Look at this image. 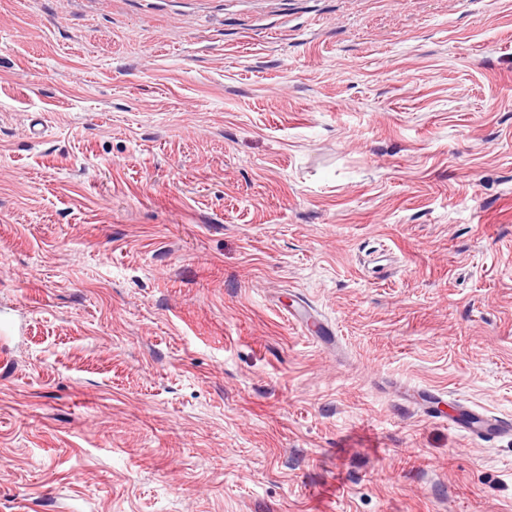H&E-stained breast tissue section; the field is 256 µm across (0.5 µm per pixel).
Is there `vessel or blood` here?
Segmentation results:
<instances>
[{
  "label": "vessel or blood",
  "instance_id": "b4317fda",
  "mask_svg": "<svg viewBox=\"0 0 512 512\" xmlns=\"http://www.w3.org/2000/svg\"><path fill=\"white\" fill-rule=\"evenodd\" d=\"M289 319L300 320L310 339L322 345L331 344L333 338L328 325L308 318L305 311L297 309L289 312ZM403 399L417 411L436 419H444L449 427L458 430L469 438L489 442L498 438L512 437V418L495 414L470 401H457L456 410L444 415L440 409L445 401L443 392L428 388H406Z\"/></svg>",
  "mask_w": 512,
  "mask_h": 512
}]
</instances>
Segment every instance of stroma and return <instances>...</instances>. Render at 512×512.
I'll use <instances>...</instances> for the list:
<instances>
[{
	"label": "stroma",
	"instance_id": "1",
	"mask_svg": "<svg viewBox=\"0 0 512 512\" xmlns=\"http://www.w3.org/2000/svg\"><path fill=\"white\" fill-rule=\"evenodd\" d=\"M403 386L512 416V0H0V512H512ZM288 319L296 321L305 319L304 329L309 335L307 337L312 341L322 345H328L334 342V336H329L330 329L328 325L318 320L311 319V316H308L302 309L298 308L294 311H289Z\"/></svg>",
	"mask_w": 512,
	"mask_h": 512
}]
</instances>
